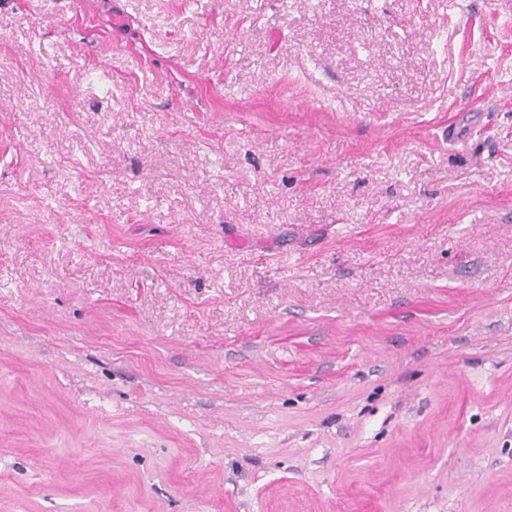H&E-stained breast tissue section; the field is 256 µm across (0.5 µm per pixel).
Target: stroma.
<instances>
[{
	"instance_id": "obj_1",
	"label": "stroma",
	"mask_w": 512,
	"mask_h": 512,
	"mask_svg": "<svg viewBox=\"0 0 512 512\" xmlns=\"http://www.w3.org/2000/svg\"><path fill=\"white\" fill-rule=\"evenodd\" d=\"M499 2L0 0V512H512Z\"/></svg>"
}]
</instances>
